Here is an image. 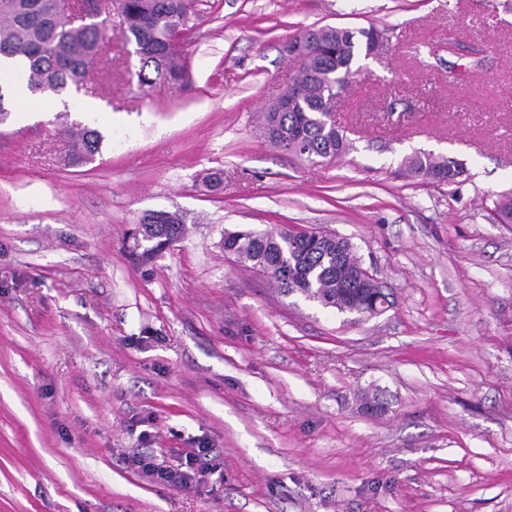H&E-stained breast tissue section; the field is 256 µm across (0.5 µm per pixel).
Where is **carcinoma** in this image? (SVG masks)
<instances>
[{
	"label": "carcinoma",
	"instance_id": "carcinoma-1",
	"mask_svg": "<svg viewBox=\"0 0 512 512\" xmlns=\"http://www.w3.org/2000/svg\"><path fill=\"white\" fill-rule=\"evenodd\" d=\"M124 38L136 45L141 72L168 82L186 79L182 44L195 0H118ZM110 14L90 25L77 24L59 10L57 0H0V57L24 65L19 75L33 94L56 96L80 91L105 55ZM293 40L303 59L287 95H298L288 110L273 104L264 113L263 134L273 141L285 131L288 140L310 147L309 158H337L347 149L336 126L338 90L356 74L354 65L368 58L383 36L375 27L304 28ZM69 163L80 165L99 152L100 134L88 128L73 133ZM409 168L439 184H452L463 166L452 158L415 155ZM502 224L512 223V194L495 203ZM136 247L148 257L184 234L180 216L158 211L145 215ZM224 252L269 275L289 295H298L325 309L363 316L388 301L374 277L360 271L361 261L347 238L323 230L227 231Z\"/></svg>",
	"mask_w": 512,
	"mask_h": 512
}]
</instances>
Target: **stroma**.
I'll list each match as a JSON object with an SVG mask.
<instances>
[{"label":"stroma","mask_w":512,"mask_h":512,"mask_svg":"<svg viewBox=\"0 0 512 512\" xmlns=\"http://www.w3.org/2000/svg\"><path fill=\"white\" fill-rule=\"evenodd\" d=\"M196 3L183 82L140 85L115 24L71 106L0 122V512H512V0ZM326 25L385 46L337 100L349 151L312 162L261 115ZM462 33L483 63L452 80ZM84 100L101 147L72 166ZM419 151L459 182L408 174ZM154 211L185 233L142 260ZM274 226L349 238L391 307L325 309L225 253ZM202 446L198 485L127 463Z\"/></svg>","instance_id":"35a3bbf8"}]
</instances>
